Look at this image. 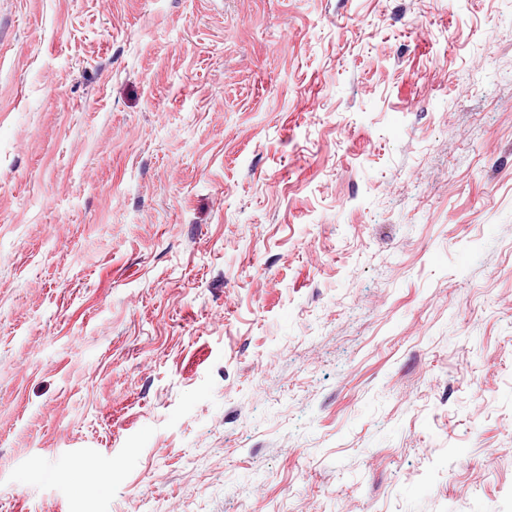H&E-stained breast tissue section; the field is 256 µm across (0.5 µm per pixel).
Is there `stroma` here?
<instances>
[{"mask_svg":"<svg viewBox=\"0 0 512 512\" xmlns=\"http://www.w3.org/2000/svg\"><path fill=\"white\" fill-rule=\"evenodd\" d=\"M0 512H512V0H0Z\"/></svg>","mask_w":512,"mask_h":512,"instance_id":"35a3bbf8","label":"stroma"}]
</instances>
